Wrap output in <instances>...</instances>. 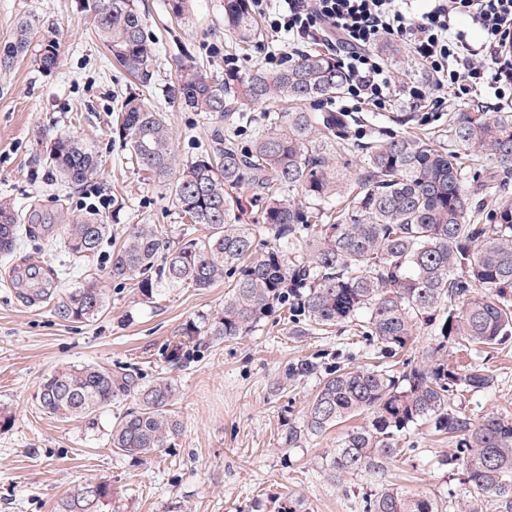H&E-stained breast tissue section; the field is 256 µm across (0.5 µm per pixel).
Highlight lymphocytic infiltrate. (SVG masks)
Instances as JSON below:
<instances>
[{"label":"lymphocytic infiltrate","instance_id":"lymphocytic-infiltrate-1","mask_svg":"<svg viewBox=\"0 0 512 512\" xmlns=\"http://www.w3.org/2000/svg\"><path fill=\"white\" fill-rule=\"evenodd\" d=\"M252 0L270 29L330 52L349 77L346 96L377 110L397 90L376 53L387 40L412 50L438 85L461 103H512V0ZM481 34L473 42L470 29Z\"/></svg>","mask_w":512,"mask_h":512}]
</instances>
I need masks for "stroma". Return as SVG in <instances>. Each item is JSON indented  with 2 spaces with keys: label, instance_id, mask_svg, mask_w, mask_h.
Listing matches in <instances>:
<instances>
[{
  "label": "stroma",
  "instance_id": "stroma-1",
  "mask_svg": "<svg viewBox=\"0 0 512 512\" xmlns=\"http://www.w3.org/2000/svg\"><path fill=\"white\" fill-rule=\"evenodd\" d=\"M139 6L156 50L147 87L110 62L82 0H0V43L12 37L22 16L34 24L35 47L51 28L68 31L53 70H41L28 55L0 71V200L52 224L86 213L99 195L116 202L107 213L112 235L91 258L73 259L30 237L0 256V406L13 414L0 428V512H57L63 498L100 481L112 488L104 512H280L291 506L298 512H364L366 498L382 482L431 496L442 512H470L468 484L441 464L455 454L456 443L430 426L407 432L405 454L380 480L365 473L330 476L342 428L289 443V427L302 423L329 373L388 365L351 324L319 335L278 312L250 334L221 342L185 335V328L211 320L223 306L220 282L170 289L147 303L131 285L112 281L105 313L85 323L57 318L49 302L19 297L15 282L29 265L69 266L70 285L87 270L105 272L126 225L162 224L170 237H182L186 223L169 191L139 170L116 133L126 96H146L167 114L175 150L186 161L203 149L210 121L171 98L178 62L193 58L209 78L220 80L225 55L234 56L245 74L289 51L286 35L273 38L265 30L258 43L238 44L224 29V0H190L183 20L171 13L168 0H139ZM43 132L83 140L101 159L98 179L59 191L44 163ZM482 360L496 378L494 388L462 393L457 405L475 419L512 416V346ZM87 363L139 373L146 383L161 376L174 381L173 409L182 429L168 448L150 456L111 448L112 427L129 406L125 399L79 420L42 411L36 400L42 377L61 365ZM305 364L309 373L299 374Z\"/></svg>",
  "mask_w": 512,
  "mask_h": 512
}]
</instances>
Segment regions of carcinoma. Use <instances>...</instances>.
Masks as SVG:
<instances>
[{
    "mask_svg": "<svg viewBox=\"0 0 512 512\" xmlns=\"http://www.w3.org/2000/svg\"><path fill=\"white\" fill-rule=\"evenodd\" d=\"M84 2L112 60L149 85L154 48L138 0ZM32 28L30 19L18 20L14 40L0 44V67L26 54ZM224 30L242 42L256 37L251 0H224ZM63 39L62 28L43 38L35 57L39 68L55 67ZM347 83L336 59L321 53L304 54L281 69L228 72L222 83L184 62L171 93L212 120L208 148L185 162L172 149L166 115L142 95L126 98L118 136L137 164L168 186L190 233L175 242L160 224L131 225L112 250L107 277L132 284L146 302L165 288L206 289L224 281L220 312L186 332L213 341L245 336L284 307L304 315L315 330L351 323L391 358L427 332L433 342L418 365L399 360V370L343 367L323 379L302 424L288 430V441L366 412L370 425L344 434L329 470L381 479L403 453L401 433L430 423L458 438L459 450L446 465L465 476L474 500L494 512H512V416L476 421L460 411L457 393L489 389L495 379L477 362H448L452 344L478 357L512 338V201L502 199L487 211L481 202L497 194L501 178L512 177V112L454 113L446 146L382 127L363 145L368 171L353 180L325 159L347 145L352 117L311 111ZM258 103L288 109L264 113L265 124L244 148L235 129L249 115L238 108ZM485 158L492 165H482ZM46 160L69 189L99 176L98 156L67 136L50 140ZM244 192L259 203L261 223H239ZM198 224L206 233L195 237ZM23 234L88 257L112 236V225L98 212L70 224H41L37 214L25 217L1 201L0 253L11 254ZM18 285L53 301L64 321L92 322L108 304L92 274L67 288L55 268L29 266ZM176 392L167 377L143 384L131 373L90 363L55 369L36 399L46 413L68 420L133 398L135 406L113 425L110 445L144 456L179 435ZM109 495L107 483L89 484L63 499L59 512H101ZM364 509L442 512L435 499L384 483Z\"/></svg>",
    "mask_w": 512,
    "mask_h": 512,
    "instance_id": "cac0c4a2",
    "label": "carcinoma"
}]
</instances>
